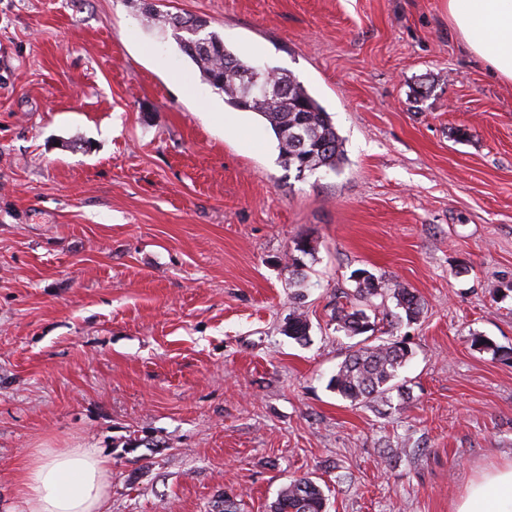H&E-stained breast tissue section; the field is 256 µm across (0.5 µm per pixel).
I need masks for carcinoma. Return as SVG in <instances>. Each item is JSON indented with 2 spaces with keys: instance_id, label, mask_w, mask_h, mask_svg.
<instances>
[{
  "instance_id": "cac0c4a2",
  "label": "carcinoma",
  "mask_w": 512,
  "mask_h": 512,
  "mask_svg": "<svg viewBox=\"0 0 512 512\" xmlns=\"http://www.w3.org/2000/svg\"><path fill=\"white\" fill-rule=\"evenodd\" d=\"M148 22L164 28L170 26L180 50L198 67L202 79L214 90L224 93V102L239 111L254 112L265 119L278 142L280 155L297 176L318 169L335 172L344 160L343 142L331 116L291 75L270 68L265 82L268 93L256 91L252 81L254 64L234 55L224 47L223 39L207 30L206 22L169 18L149 8ZM313 247L305 239L294 242L288 253L286 268L291 279L302 280L304 258ZM356 282L358 303L336 306V330L348 338L361 337L351 346L335 374L329 380L342 399L355 403H389L393 392L403 393L396 384L399 370L408 360L411 349L405 340L376 343L371 333L375 322L367 310L373 299L383 295L386 284L365 269L351 274ZM397 311L383 313V318L414 322L423 312L420 297L408 288L393 289ZM283 332L303 343L309 336L306 315L299 310L289 314ZM271 512H326L322 487L309 477L294 478L277 493Z\"/></svg>"
}]
</instances>
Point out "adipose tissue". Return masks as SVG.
I'll return each instance as SVG.
<instances>
[{
  "instance_id": "adipose-tissue-1",
  "label": "adipose tissue",
  "mask_w": 512,
  "mask_h": 512,
  "mask_svg": "<svg viewBox=\"0 0 512 512\" xmlns=\"http://www.w3.org/2000/svg\"><path fill=\"white\" fill-rule=\"evenodd\" d=\"M448 18L492 74L512 81V0H448ZM111 464L94 448L31 450L14 486L22 512H105ZM455 512H512V461L481 472Z\"/></svg>"
}]
</instances>
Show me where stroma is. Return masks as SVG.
Instances as JSON below:
<instances>
[{
	"label": "stroma",
	"instance_id": "35a3bbf8",
	"mask_svg": "<svg viewBox=\"0 0 512 512\" xmlns=\"http://www.w3.org/2000/svg\"><path fill=\"white\" fill-rule=\"evenodd\" d=\"M153 2L295 77L345 161L288 172L139 0H0V512L34 448L109 458L107 512H269L302 476L327 512H455L512 460V83L447 0ZM358 269L424 304L379 325L412 351L383 406L328 387ZM314 248L310 245V243L305 239H299L294 242V247L292 251L288 253V261L286 263V268L288 269L289 279L291 276V280L295 283L300 282L303 277L302 268L304 264V258L306 256H312ZM297 252V254H295ZM309 323L304 312H300L296 308L293 313L289 314L288 322L285 324L283 332L288 338L298 343H303L309 336Z\"/></svg>",
	"mask_w": 512,
	"mask_h": 512
}]
</instances>
